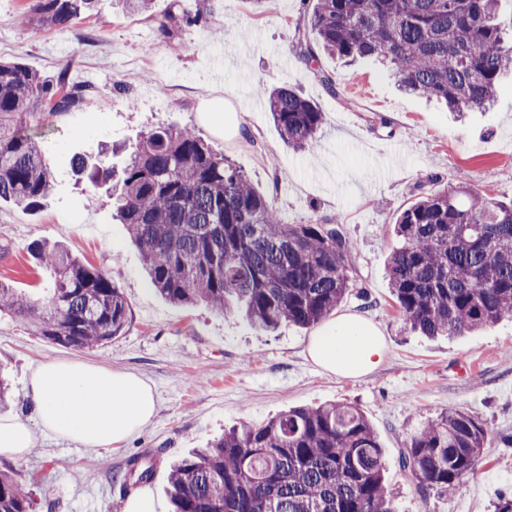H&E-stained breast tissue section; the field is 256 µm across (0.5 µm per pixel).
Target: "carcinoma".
Listing matches in <instances>:
<instances>
[{
	"mask_svg": "<svg viewBox=\"0 0 512 512\" xmlns=\"http://www.w3.org/2000/svg\"><path fill=\"white\" fill-rule=\"evenodd\" d=\"M499 0H317L299 55L312 42L340 59L385 62L403 90L450 112L489 107L512 69V33L497 22ZM93 0H33L28 24L64 30ZM86 87L66 73L47 79L0 62V200L37 209L52 174L31 125L81 108ZM282 140L311 150L323 124L316 103L289 87L269 93ZM117 219L140 250L150 284L174 303L237 307L256 327H312L357 288L352 246L338 222L284 224L231 159L188 127L159 126L137 139L128 162L93 164ZM399 238L386 274L404 324L422 336H464L512 317V203L466 183L427 193L396 219ZM53 272L45 300L0 281V314L35 336L89 348L123 334L129 304L108 273L72 250L35 242ZM488 430L475 415L442 411L414 434L401 464L419 484L446 494L476 472ZM385 450L360 411L336 401L242 424L170 469L172 512H396L384 482ZM149 454L130 457L120 492L152 480ZM32 493L0 472V512H31Z\"/></svg>",
	"mask_w": 512,
	"mask_h": 512,
	"instance_id": "cac0c4a2",
	"label": "carcinoma"
}]
</instances>
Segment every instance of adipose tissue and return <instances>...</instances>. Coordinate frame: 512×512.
<instances>
[{"label":"adipose tissue","instance_id":"adipose-tissue-1","mask_svg":"<svg viewBox=\"0 0 512 512\" xmlns=\"http://www.w3.org/2000/svg\"><path fill=\"white\" fill-rule=\"evenodd\" d=\"M308 353L324 370L356 377L382 363L385 342L370 322L343 314L319 327ZM27 392L37 422L0 419V454L24 456L38 427L85 448H112L141 431L156 410L153 391L139 376L75 360L41 365Z\"/></svg>","mask_w":512,"mask_h":512}]
</instances>
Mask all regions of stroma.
Listing matches in <instances>:
<instances>
[{"label":"stroma","instance_id":"35a3bbf8","mask_svg":"<svg viewBox=\"0 0 512 512\" xmlns=\"http://www.w3.org/2000/svg\"><path fill=\"white\" fill-rule=\"evenodd\" d=\"M31 3L0 0V59L49 79L67 73L90 93L81 109L31 129L53 189L35 210L0 201V281L45 298L53 273L30 246L58 242L111 273L131 315L123 335L79 349L0 316V368L11 383L4 414L33 420L29 379L51 360L136 373L156 399L150 423L118 447L94 451L40 429L24 457L0 456L1 471L31 486L34 512H113L100 492L138 452L154 460L148 490L157 512H171L173 459L240 424L336 401L355 403L377 433L398 512H494L497 497L512 492V319L452 339L415 335L403 324L385 262L397 244V215L424 193L465 182L512 201V73L501 79L489 111L460 118L402 92L371 61L348 65L321 52L306 62L295 41L316 0H151L150 11L139 14L124 0H95L65 30L21 25ZM173 13L182 22L162 33L160 22ZM326 76L332 88H325ZM281 86L313 100L324 115L310 152L289 149L269 117L267 95ZM208 100L237 114L242 139L225 137L201 114ZM167 124L193 129L241 166L283 223L339 220L354 246L350 273L372 305L352 294L337 311L359 315L383 334L386 357L377 369L331 374L307 353L314 329L266 332L238 312L177 305L151 289L126 226L112 219L111 200L87 192L74 160L96 161L104 146L134 143ZM444 410L473 413L489 432L476 473L449 494L424 488L399 464L411 435Z\"/></svg>","mask_w":512,"mask_h":512}]
</instances>
